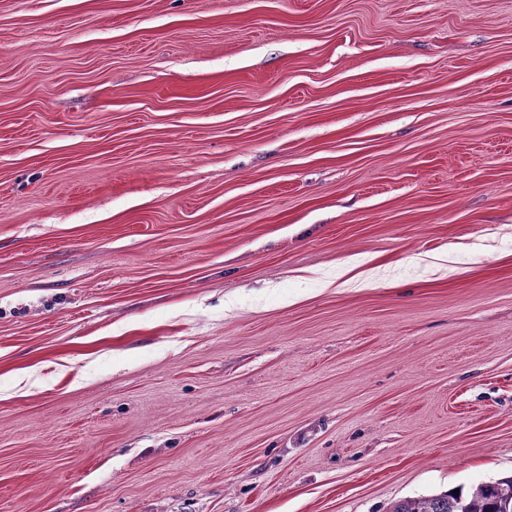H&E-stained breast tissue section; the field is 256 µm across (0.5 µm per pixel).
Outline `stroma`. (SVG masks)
Listing matches in <instances>:
<instances>
[{
  "instance_id": "35a3bbf8",
  "label": "stroma",
  "mask_w": 512,
  "mask_h": 512,
  "mask_svg": "<svg viewBox=\"0 0 512 512\" xmlns=\"http://www.w3.org/2000/svg\"><path fill=\"white\" fill-rule=\"evenodd\" d=\"M510 474L512 0H0V512Z\"/></svg>"
}]
</instances>
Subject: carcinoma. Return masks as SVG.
<instances>
[{"mask_svg":"<svg viewBox=\"0 0 512 512\" xmlns=\"http://www.w3.org/2000/svg\"><path fill=\"white\" fill-rule=\"evenodd\" d=\"M390 512H512V475L478 484L459 494L444 493L395 502Z\"/></svg>","mask_w":512,"mask_h":512,"instance_id":"obj_1","label":"carcinoma"}]
</instances>
